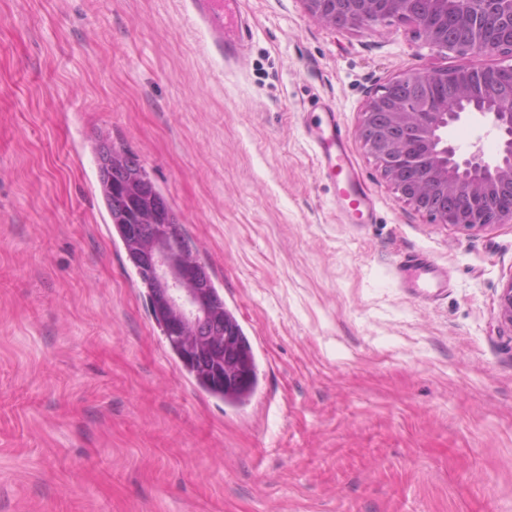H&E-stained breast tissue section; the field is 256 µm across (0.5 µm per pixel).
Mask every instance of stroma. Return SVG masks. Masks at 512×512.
I'll return each instance as SVG.
<instances>
[{"mask_svg":"<svg viewBox=\"0 0 512 512\" xmlns=\"http://www.w3.org/2000/svg\"><path fill=\"white\" fill-rule=\"evenodd\" d=\"M224 62L200 0H0V512H512V223L399 199L358 137L371 95L462 60L409 22L333 29L241 0ZM336 113L375 209L344 223L306 127ZM459 155L497 135L463 121ZM139 159L248 337L259 386L199 388L145 305L94 147ZM427 253L424 297L395 268ZM398 273L404 280L407 288H446L448 285V274L438 267L430 257L423 252L410 253L402 260Z\"/></svg>","mask_w":512,"mask_h":512,"instance_id":"stroma-1","label":"stroma"}]
</instances>
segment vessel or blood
<instances>
[{
	"label": "vessel or blood",
	"instance_id": "b4317fda",
	"mask_svg": "<svg viewBox=\"0 0 512 512\" xmlns=\"http://www.w3.org/2000/svg\"><path fill=\"white\" fill-rule=\"evenodd\" d=\"M224 20L223 48L225 62H235L248 37V29L241 17L239 0H218ZM307 136L312 143L322 170L335 182L337 202L347 218L370 215L374 203L360 185L359 178L347 154L344 137L335 113H327L325 125L308 128ZM398 273L407 287L415 289L437 288L448 285L446 271L438 267L422 252L408 254L402 260Z\"/></svg>",
	"mask_w": 512,
	"mask_h": 512
}]
</instances>
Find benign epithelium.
Returning a JSON list of instances; mask_svg holds the SVG:
<instances>
[{"label":"benign epithelium","instance_id":"1","mask_svg":"<svg viewBox=\"0 0 512 512\" xmlns=\"http://www.w3.org/2000/svg\"><path fill=\"white\" fill-rule=\"evenodd\" d=\"M314 19L333 28L410 22L424 45L459 57L512 51V0H305ZM490 122L501 140L488 160L477 149L457 154L449 129L464 119ZM359 137L399 198L443 224L477 232L512 223V65L425 67L389 79L368 100ZM108 191L151 194L125 169V156L104 146L98 156ZM134 260L153 284V303L186 347L198 353L225 342L229 328L214 320L195 250L172 249L147 225H126ZM500 316L512 325V281L500 296Z\"/></svg>","mask_w":512,"mask_h":512}]
</instances>
